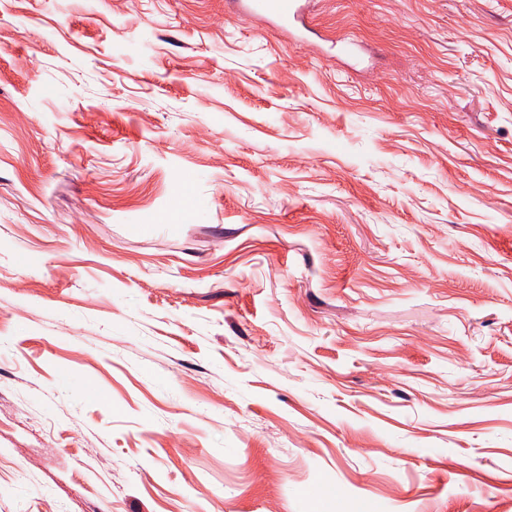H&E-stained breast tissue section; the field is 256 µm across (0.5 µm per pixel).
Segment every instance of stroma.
I'll use <instances>...</instances> for the list:
<instances>
[{
    "instance_id": "stroma-1",
    "label": "stroma",
    "mask_w": 512,
    "mask_h": 512,
    "mask_svg": "<svg viewBox=\"0 0 512 512\" xmlns=\"http://www.w3.org/2000/svg\"><path fill=\"white\" fill-rule=\"evenodd\" d=\"M308 26L0 0V512H512V0Z\"/></svg>"
}]
</instances>
